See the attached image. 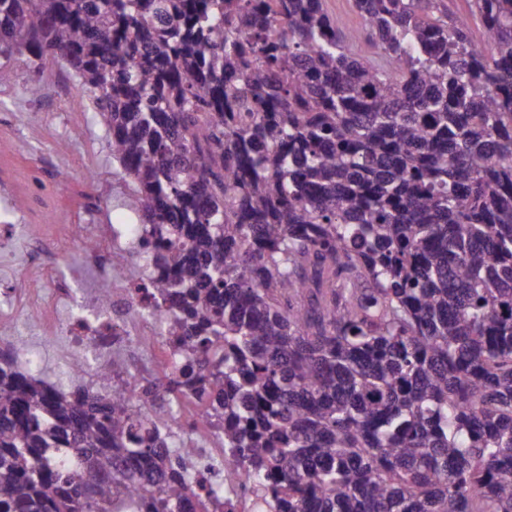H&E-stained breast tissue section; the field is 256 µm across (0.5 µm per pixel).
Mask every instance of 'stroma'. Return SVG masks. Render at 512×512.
<instances>
[{"instance_id":"obj_1","label":"stroma","mask_w":512,"mask_h":512,"mask_svg":"<svg viewBox=\"0 0 512 512\" xmlns=\"http://www.w3.org/2000/svg\"><path fill=\"white\" fill-rule=\"evenodd\" d=\"M0 68L10 74L0 84V193L9 192L36 224L129 223V189L104 129L89 120L83 140L66 135L72 103L87 93L74 79H49L33 100L25 89L35 72L24 58L2 55ZM90 165L97 170L92 179L85 175Z\"/></svg>"}]
</instances>
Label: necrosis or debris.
Segmentation results:
<instances>
[{
    "label": "necrosis or debris",
    "mask_w": 512,
    "mask_h": 512,
    "mask_svg": "<svg viewBox=\"0 0 512 512\" xmlns=\"http://www.w3.org/2000/svg\"><path fill=\"white\" fill-rule=\"evenodd\" d=\"M59 234L92 257L90 286L76 287L65 274V251L44 247L45 227L0 225V243L26 239L27 263L0 278V336L12 335L19 323L37 330V339L17 345V366L40 357L43 343L65 346L68 360H80L81 378L96 380L105 396L127 400L150 426L176 440L197 464L196 491L206 495L220 484L224 495L211 512H257L259 497L251 492L244 462L224 451L209 406L186 399L175 419L153 393L164 376H176L172 342L154 315V294L145 272H127L115 263L119 253L141 249L135 224H65Z\"/></svg>",
    "instance_id": "obj_1"
}]
</instances>
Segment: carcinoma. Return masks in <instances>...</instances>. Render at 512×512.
Returning <instances> with one entry per match:
<instances>
[{"label":"carcinoma","mask_w":512,"mask_h":512,"mask_svg":"<svg viewBox=\"0 0 512 512\" xmlns=\"http://www.w3.org/2000/svg\"><path fill=\"white\" fill-rule=\"evenodd\" d=\"M0 0L89 93L145 268L274 512H512V0ZM0 345V512H208L125 399ZM328 11L349 29H357L362 25V20L356 13L353 0H326Z\"/></svg>","instance_id":"cac0c4a2"}]
</instances>
